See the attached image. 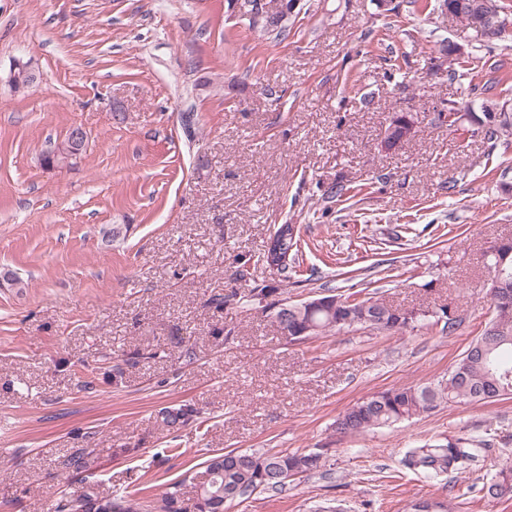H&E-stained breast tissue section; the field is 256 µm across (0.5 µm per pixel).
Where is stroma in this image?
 <instances>
[{
  "label": "stroma",
  "instance_id": "obj_1",
  "mask_svg": "<svg viewBox=\"0 0 512 512\" xmlns=\"http://www.w3.org/2000/svg\"><path fill=\"white\" fill-rule=\"evenodd\" d=\"M228 2L0 0V274L17 277H0V512L157 501L174 483L197 512L206 460L232 449L322 466L227 512H512L480 494L512 464V395L335 426L374 393L445 380L495 314L485 254L512 238V134L437 114L512 113V0L493 37L435 0H298L280 43ZM444 40L477 71L449 67ZM19 63L29 87L10 81ZM401 112L414 132L385 151ZM77 126L81 155L45 167ZM278 224L300 229L285 274L263 258ZM328 286L417 319L286 339L276 304ZM184 404L193 420L166 425ZM450 438L491 448L458 474L404 467Z\"/></svg>",
  "mask_w": 512,
  "mask_h": 512
}]
</instances>
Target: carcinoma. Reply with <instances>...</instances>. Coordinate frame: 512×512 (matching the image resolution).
<instances>
[{
  "label": "carcinoma",
  "instance_id": "obj_1",
  "mask_svg": "<svg viewBox=\"0 0 512 512\" xmlns=\"http://www.w3.org/2000/svg\"><path fill=\"white\" fill-rule=\"evenodd\" d=\"M257 0H235L239 13L249 26L274 40L288 37L289 24L275 25L259 16ZM266 262L285 273L288 258L298 246V229L294 224H279L269 237ZM490 269L500 288L492 293L495 317L455 363L448 379L432 386H403L375 393L349 407L336 420V428L344 434H357L373 428L390 426L416 415L436 409L443 403H490L512 394V240L497 243L490 250ZM288 318L289 335L299 340L343 328L349 321L377 330L397 331L401 311L379 300L360 299L352 293L324 295L319 303H290L275 316ZM194 410L188 406L163 411L164 422L176 425L192 420ZM477 449L461 439H448L447 444L424 445L411 449L403 465L430 477L459 473L468 468ZM318 453L239 452L228 451L207 461L204 481L196 486L198 512H220L225 503L258 489L282 491L290 479L320 467ZM489 501L512 497V468L502 470L481 488ZM98 503L97 512H153L149 502L124 507L112 499L84 495L69 504V512H79L85 504Z\"/></svg>",
  "mask_w": 512,
  "mask_h": 512
}]
</instances>
